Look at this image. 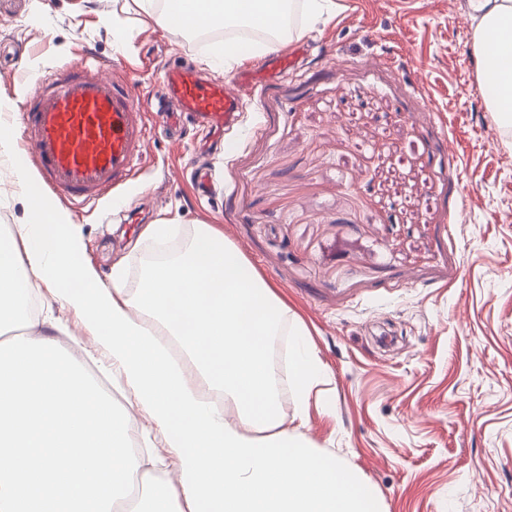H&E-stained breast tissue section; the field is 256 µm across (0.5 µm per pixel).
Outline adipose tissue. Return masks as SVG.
<instances>
[{
	"label": "adipose tissue",
	"instance_id": "1",
	"mask_svg": "<svg viewBox=\"0 0 512 512\" xmlns=\"http://www.w3.org/2000/svg\"><path fill=\"white\" fill-rule=\"evenodd\" d=\"M113 0L158 27L213 29L232 15L280 29L285 0ZM480 88L499 127L512 128V0H467ZM14 176L30 220L0 232V512H112L143 474L130 449L145 414L174 457L175 479H154L132 512H379V495L339 459L285 427L269 340L287 308L223 231L196 225L185 252L151 262L136 288L124 263L111 281L85 260L86 242L23 165ZM52 289L112 360L117 405L72 348L34 317ZM295 411L305 420L325 369L296 326Z\"/></svg>",
	"mask_w": 512,
	"mask_h": 512
}]
</instances>
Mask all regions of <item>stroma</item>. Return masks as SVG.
Segmentation results:
<instances>
[{
  "mask_svg": "<svg viewBox=\"0 0 512 512\" xmlns=\"http://www.w3.org/2000/svg\"><path fill=\"white\" fill-rule=\"evenodd\" d=\"M301 20L295 68L241 91L221 149L193 122L153 131L136 175L96 205H59L102 275L124 259L135 287L150 254L181 253L194 225L222 230L303 324L326 369L304 434L373 485L381 512H512V138L476 79L466 0H335ZM112 0H0V112L14 151L37 83L71 64L153 89L204 68L211 45L119 15ZM123 36L115 38L113 27ZM0 155V225L28 213ZM146 222L180 232L131 250ZM39 310L112 367L49 289ZM147 471L173 458L137 427Z\"/></svg>",
  "mask_w": 512,
  "mask_h": 512,
  "instance_id": "1",
  "label": "stroma"
}]
</instances>
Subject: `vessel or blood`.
<instances>
[{"mask_svg":"<svg viewBox=\"0 0 512 512\" xmlns=\"http://www.w3.org/2000/svg\"><path fill=\"white\" fill-rule=\"evenodd\" d=\"M293 62L281 53L263 69L244 70L240 85L261 74L286 70ZM143 93L129 80L103 77L84 66H70L45 77L23 115L41 184L75 204L96 202L135 171L150 134L142 110ZM158 99L175 98L176 109H162L164 127L176 128L194 113L208 131L223 132L239 110V100L221 82L201 78L188 65L165 71Z\"/></svg>","mask_w":512,"mask_h":512,"instance_id":"b4317fda","label":"vessel or blood"}]
</instances>
